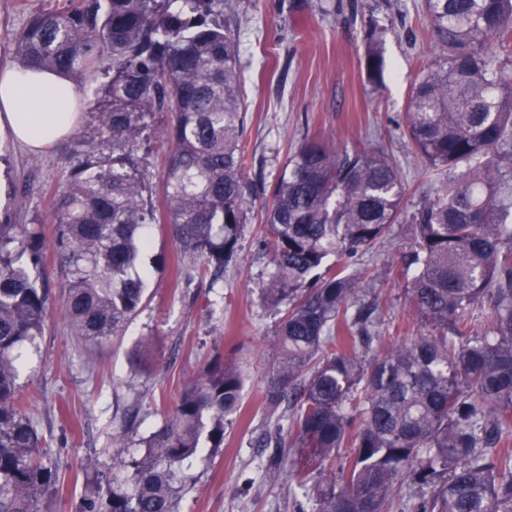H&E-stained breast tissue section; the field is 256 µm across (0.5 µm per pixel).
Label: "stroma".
I'll return each mask as SVG.
<instances>
[{
  "label": "stroma",
  "mask_w": 512,
  "mask_h": 512,
  "mask_svg": "<svg viewBox=\"0 0 512 512\" xmlns=\"http://www.w3.org/2000/svg\"><path fill=\"white\" fill-rule=\"evenodd\" d=\"M63 2L0 0V69L12 66L14 37L31 12ZM224 16L240 45L254 180L272 185L302 140L327 136L340 149L388 153L410 197L430 191L405 130L412 84L434 53L424 0H224ZM372 29L386 64L378 87L362 63L364 36ZM71 151L68 139L38 153L0 139V222L38 223L45 253L38 283L55 310L25 350L19 378L21 397L45 438L43 451L61 473L47 512H76L88 464L112 471L113 435H121L122 447H141L171 417L183 387L217 357L244 368L242 412L225 421L222 448L183 463L179 512H292L286 471L264 477L261 468L274 451L256 444L270 422L263 397L279 354L278 314L263 300L270 269L258 245L259 216L245 224L236 262L214 283L180 266L167 227H154L149 256L156 267L144 308L121 341L78 343L56 313L63 291L54 226L46 221ZM407 233V225H396L374 256L380 275L370 297L386 327L373 346L377 352L417 325L403 282L388 270Z\"/></svg>",
  "instance_id": "35a3bbf8"
}]
</instances>
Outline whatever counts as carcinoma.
Listing matches in <instances>:
<instances>
[{
  "instance_id": "1",
  "label": "carcinoma",
  "mask_w": 512,
  "mask_h": 512,
  "mask_svg": "<svg viewBox=\"0 0 512 512\" xmlns=\"http://www.w3.org/2000/svg\"><path fill=\"white\" fill-rule=\"evenodd\" d=\"M435 54L408 99L406 128L437 186L408 204L399 166L379 150L338 153L305 139L270 196L246 168L239 43L224 0H67L33 13L15 62L65 73L77 89L107 80L74 135L76 162L54 195L50 222L71 335H124L146 299L143 254L155 224L215 281L240 251L260 208L272 272L263 292L279 310L281 357L266 384L278 413L262 439L318 512H395L405 482L429 489L414 512H512V0H425ZM370 83L385 59L364 38ZM168 117L169 151L153 182L139 153L152 118ZM410 225L400 277L417 316L401 343L365 355L382 321L359 304L394 225ZM40 235L0 224V512H42L60 481L19 397L18 349L51 311L33 272ZM244 377L213 360L184 386L144 455L118 454L112 485L79 512H178L184 461L224 445ZM345 460L337 462L342 449Z\"/></svg>"
}]
</instances>
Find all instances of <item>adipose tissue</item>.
Returning <instances> with one entry per match:
<instances>
[{
    "instance_id": "ef3b65f1",
    "label": "adipose tissue",
    "mask_w": 512,
    "mask_h": 512,
    "mask_svg": "<svg viewBox=\"0 0 512 512\" xmlns=\"http://www.w3.org/2000/svg\"><path fill=\"white\" fill-rule=\"evenodd\" d=\"M81 97L66 78L19 67L0 70V137L33 151L72 134L82 114Z\"/></svg>"
}]
</instances>
